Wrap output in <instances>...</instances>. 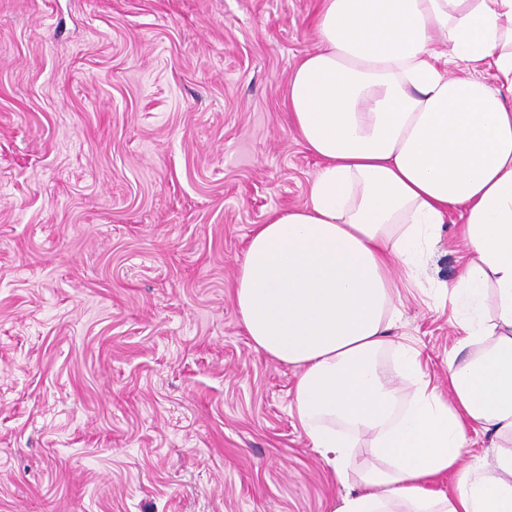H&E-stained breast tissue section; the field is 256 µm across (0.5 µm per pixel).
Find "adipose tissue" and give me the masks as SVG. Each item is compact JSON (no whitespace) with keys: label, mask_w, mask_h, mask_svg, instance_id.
<instances>
[{"label":"adipose tissue","mask_w":512,"mask_h":512,"mask_svg":"<svg viewBox=\"0 0 512 512\" xmlns=\"http://www.w3.org/2000/svg\"><path fill=\"white\" fill-rule=\"evenodd\" d=\"M316 26L286 108L320 168L304 205L247 241L245 332L296 369L312 448L340 465L363 436L377 459L332 512H512V0H321ZM453 210L466 254L442 288L460 333L443 394L389 333L398 280L420 281ZM479 431L493 460L461 467ZM456 470V494L434 489Z\"/></svg>","instance_id":"adipose-tissue-1"}]
</instances>
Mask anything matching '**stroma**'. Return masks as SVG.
Masks as SVG:
<instances>
[{
  "label": "stroma",
  "instance_id": "1",
  "mask_svg": "<svg viewBox=\"0 0 512 512\" xmlns=\"http://www.w3.org/2000/svg\"><path fill=\"white\" fill-rule=\"evenodd\" d=\"M318 8L0 0V512H332L233 301L319 168L284 106ZM458 222L391 332L443 388Z\"/></svg>",
  "mask_w": 512,
  "mask_h": 512
}]
</instances>
